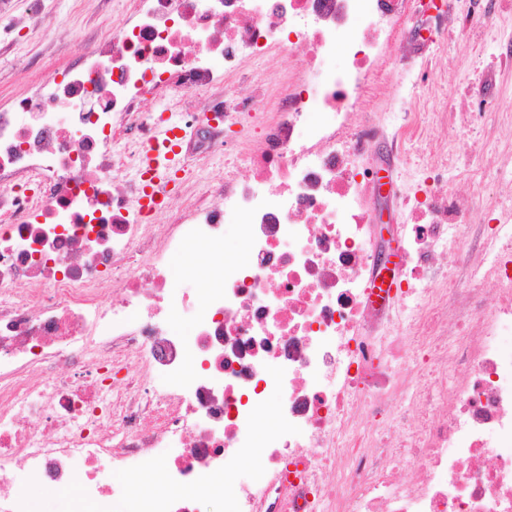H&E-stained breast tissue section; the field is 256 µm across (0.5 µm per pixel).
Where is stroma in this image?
Masks as SVG:
<instances>
[{
  "mask_svg": "<svg viewBox=\"0 0 512 512\" xmlns=\"http://www.w3.org/2000/svg\"><path fill=\"white\" fill-rule=\"evenodd\" d=\"M13 2L12 16L0 18V104L5 106L49 74L70 67L82 47L129 14L127 0H42L43 28L28 32L16 30L14 20L29 12L30 0ZM452 26L448 13L416 2L400 34L405 57L399 73L383 68L375 77L380 88L374 101L378 118L423 104L431 123V150L400 152L389 127L375 143V165L390 169L392 182L372 194L369 207L379 236L387 241L404 219L405 206L417 189V175L435 159H443L452 170L467 162L484 171L512 161V127L497 118L499 111L512 109V67L498 62L507 47L495 42L482 47L467 36H450ZM47 27L53 37L44 36ZM464 134L474 143L495 139L501 150L449 152V142Z\"/></svg>",
  "mask_w": 512,
  "mask_h": 512,
  "instance_id": "1",
  "label": "stroma"
}]
</instances>
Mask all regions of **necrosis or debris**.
<instances>
[{
  "label": "necrosis or debris",
  "mask_w": 512,
  "mask_h": 512,
  "mask_svg": "<svg viewBox=\"0 0 512 512\" xmlns=\"http://www.w3.org/2000/svg\"><path fill=\"white\" fill-rule=\"evenodd\" d=\"M410 2L131 0L0 108V512H33L32 482L76 487L68 512H127L118 470L168 489L137 512H512V192L447 290L437 257L455 259L470 206L431 166L396 227V292L370 296L385 247L366 206L369 79L398 71ZM502 2L471 0L457 31L489 35ZM283 49L294 69L250 100L230 90ZM257 98L251 178L195 177L163 224L142 210L147 100L178 104L187 160L226 152ZM237 217L242 262L224 256ZM188 244L215 280L177 297L169 257ZM255 453L235 478L228 455Z\"/></svg>",
  "instance_id": "1"
}]
</instances>
